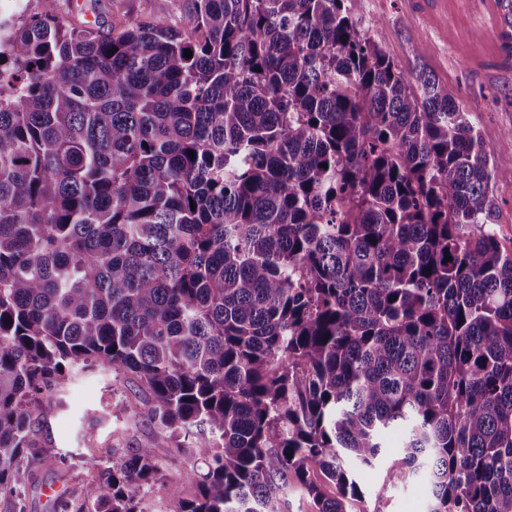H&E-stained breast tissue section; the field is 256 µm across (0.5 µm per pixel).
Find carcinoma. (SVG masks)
I'll use <instances>...</instances> for the list:
<instances>
[{
  "label": "carcinoma",
  "instance_id": "carcinoma-1",
  "mask_svg": "<svg viewBox=\"0 0 512 512\" xmlns=\"http://www.w3.org/2000/svg\"><path fill=\"white\" fill-rule=\"evenodd\" d=\"M97 2L0 12V494L24 512L53 396L109 365L161 432L66 512H144L181 439L169 512H349L394 426L429 512H512V249L455 92L356 0H112L106 32ZM169 446L157 449L163 478L145 494L141 506L146 512H169L175 501L195 495V485L188 478L194 456L189 448H176L174 442Z\"/></svg>",
  "mask_w": 512,
  "mask_h": 512
}]
</instances>
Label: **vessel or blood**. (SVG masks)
Segmentation results:
<instances>
[{
    "label": "vessel or blood",
    "mask_w": 512,
    "mask_h": 512,
    "mask_svg": "<svg viewBox=\"0 0 512 512\" xmlns=\"http://www.w3.org/2000/svg\"><path fill=\"white\" fill-rule=\"evenodd\" d=\"M493 20V30L480 42L468 32L449 33L458 54L470 60V70L479 77L512 71V0H480Z\"/></svg>",
    "instance_id": "vessel-or-blood-1"
}]
</instances>
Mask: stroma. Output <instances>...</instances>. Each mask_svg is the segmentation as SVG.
<instances>
[{"label":"stroma","mask_w":512,"mask_h":512,"mask_svg":"<svg viewBox=\"0 0 512 512\" xmlns=\"http://www.w3.org/2000/svg\"><path fill=\"white\" fill-rule=\"evenodd\" d=\"M352 18L361 33L404 70L423 67L459 92V104L478 129L495 163L490 189L497 205L495 229L512 246V72L486 81L474 79L446 37L448 23L422 0H358ZM58 405L42 430L41 443L56 450L44 459L36 481L27 489L25 512H49L41 494L46 484L71 490L96 476L112 449L154 443L159 426L152 417L153 400L137 376L100 365L80 373L57 395ZM402 433L386 438L384 458L360 470L356 479L362 499L351 512H427L429 488L417 478L401 479L389 470L401 446ZM163 477L145 494L146 512H169L172 504L194 496L188 477L195 463L189 449L158 451Z\"/></svg>","instance_id":"1"}]
</instances>
